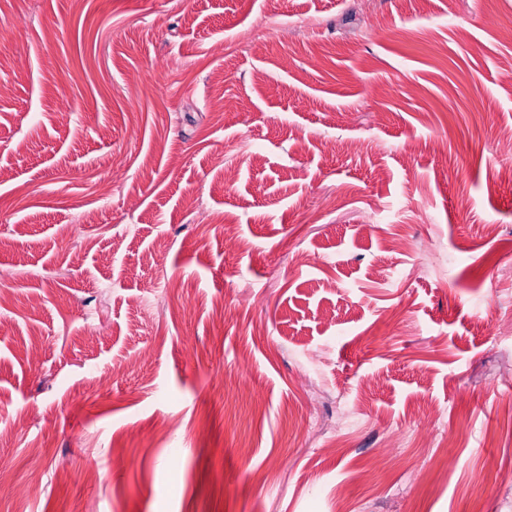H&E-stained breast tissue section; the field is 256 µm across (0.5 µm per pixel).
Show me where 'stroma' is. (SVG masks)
Masks as SVG:
<instances>
[{"instance_id": "obj_1", "label": "stroma", "mask_w": 512, "mask_h": 512, "mask_svg": "<svg viewBox=\"0 0 512 512\" xmlns=\"http://www.w3.org/2000/svg\"><path fill=\"white\" fill-rule=\"evenodd\" d=\"M0 53V512H512V0H0Z\"/></svg>"}]
</instances>
